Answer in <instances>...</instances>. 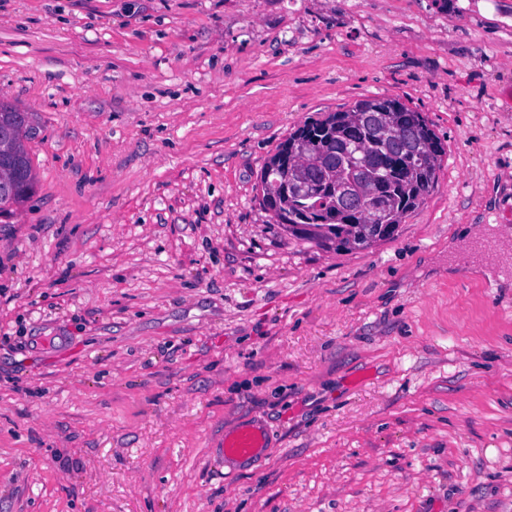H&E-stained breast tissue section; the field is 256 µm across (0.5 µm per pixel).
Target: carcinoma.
<instances>
[{
	"instance_id": "1",
	"label": "carcinoma",
	"mask_w": 512,
	"mask_h": 512,
	"mask_svg": "<svg viewBox=\"0 0 512 512\" xmlns=\"http://www.w3.org/2000/svg\"><path fill=\"white\" fill-rule=\"evenodd\" d=\"M35 134L31 113L0 103V214L34 191L24 141ZM444 154L421 113L396 99L360 100L289 133L261 169L263 198L301 240L366 249L432 194Z\"/></svg>"
}]
</instances>
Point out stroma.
Instances as JSON below:
<instances>
[{
    "label": "stroma",
    "instance_id": "1",
    "mask_svg": "<svg viewBox=\"0 0 512 512\" xmlns=\"http://www.w3.org/2000/svg\"><path fill=\"white\" fill-rule=\"evenodd\" d=\"M372 97L431 196L297 239L261 168ZM33 195L0 215V512H512V0H0ZM268 454L226 473L224 431Z\"/></svg>",
    "mask_w": 512,
    "mask_h": 512
}]
</instances>
